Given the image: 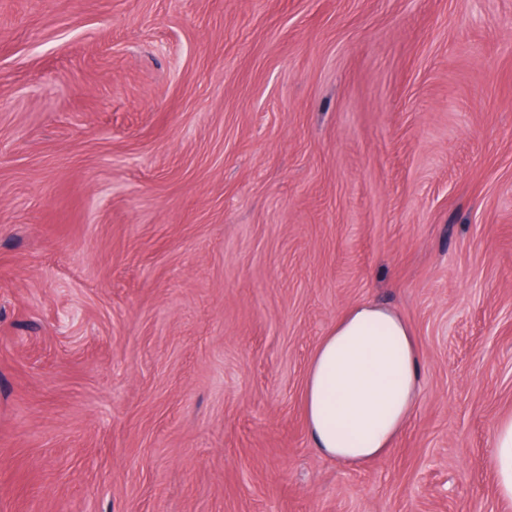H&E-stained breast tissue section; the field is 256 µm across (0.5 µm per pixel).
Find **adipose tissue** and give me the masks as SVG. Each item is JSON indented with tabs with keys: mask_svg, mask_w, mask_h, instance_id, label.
I'll return each mask as SVG.
<instances>
[{
	"mask_svg": "<svg viewBox=\"0 0 512 512\" xmlns=\"http://www.w3.org/2000/svg\"><path fill=\"white\" fill-rule=\"evenodd\" d=\"M413 334L394 310L352 305L317 345L303 391L307 433L325 457L356 467L387 454L420 397ZM499 497L512 501V412L491 428Z\"/></svg>",
	"mask_w": 512,
	"mask_h": 512,
	"instance_id": "1",
	"label": "adipose tissue"
}]
</instances>
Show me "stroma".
<instances>
[{
    "label": "stroma",
    "instance_id": "obj_1",
    "mask_svg": "<svg viewBox=\"0 0 512 512\" xmlns=\"http://www.w3.org/2000/svg\"><path fill=\"white\" fill-rule=\"evenodd\" d=\"M421 399L304 423L347 308ZM512 0H0V512H512ZM420 394L408 324L384 305L358 302L311 358L303 391L307 433L322 456L362 466L393 448ZM491 465L499 497L512 501V412L501 415L491 428Z\"/></svg>",
    "mask_w": 512,
    "mask_h": 512
}]
</instances>
